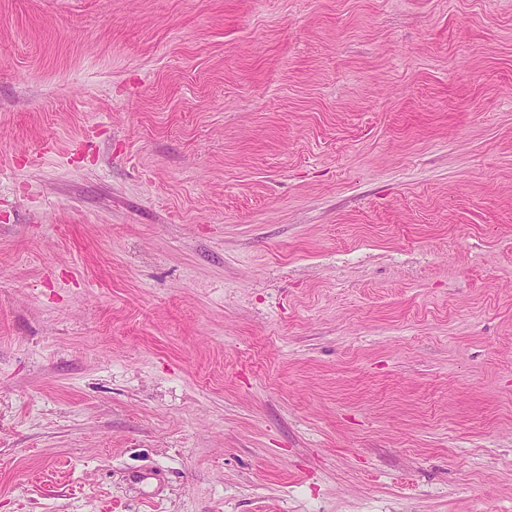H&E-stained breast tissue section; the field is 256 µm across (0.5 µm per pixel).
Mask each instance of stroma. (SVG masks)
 Listing matches in <instances>:
<instances>
[{
	"label": "stroma",
	"instance_id": "35a3bbf8",
	"mask_svg": "<svg viewBox=\"0 0 512 512\" xmlns=\"http://www.w3.org/2000/svg\"><path fill=\"white\" fill-rule=\"evenodd\" d=\"M0 512H512V0H0Z\"/></svg>",
	"mask_w": 512,
	"mask_h": 512
}]
</instances>
